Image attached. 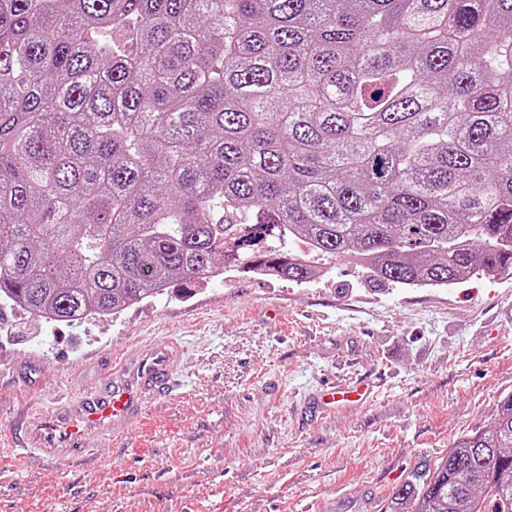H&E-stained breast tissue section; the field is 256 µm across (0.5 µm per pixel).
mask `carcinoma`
Wrapping results in <instances>:
<instances>
[{
  "mask_svg": "<svg viewBox=\"0 0 512 512\" xmlns=\"http://www.w3.org/2000/svg\"><path fill=\"white\" fill-rule=\"evenodd\" d=\"M512 274V0H0V298L115 315L233 265ZM389 512H512V395Z\"/></svg>",
  "mask_w": 512,
  "mask_h": 512,
  "instance_id": "obj_1",
  "label": "carcinoma"
}]
</instances>
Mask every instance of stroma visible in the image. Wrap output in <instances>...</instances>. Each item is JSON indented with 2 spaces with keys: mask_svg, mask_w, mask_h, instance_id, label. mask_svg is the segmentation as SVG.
Wrapping results in <instances>:
<instances>
[{
  "mask_svg": "<svg viewBox=\"0 0 512 512\" xmlns=\"http://www.w3.org/2000/svg\"><path fill=\"white\" fill-rule=\"evenodd\" d=\"M296 283L235 271L77 324L0 305V430L174 337L183 387L87 460L0 446V512H383L512 394V276L406 288L354 261ZM360 378L367 401L324 410Z\"/></svg>",
  "mask_w": 512,
  "mask_h": 512,
  "instance_id": "35a3bbf8",
  "label": "stroma"
}]
</instances>
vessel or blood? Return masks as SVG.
<instances>
[{"label":"vessel or blood","instance_id":"obj_1","mask_svg":"<svg viewBox=\"0 0 512 512\" xmlns=\"http://www.w3.org/2000/svg\"><path fill=\"white\" fill-rule=\"evenodd\" d=\"M181 358V345L168 337L140 343L135 355L113 357L105 382L63 393L53 405L20 417L21 453L79 459L88 453L87 439L120 438L142 423L149 407L173 395Z\"/></svg>","mask_w":512,"mask_h":512}]
</instances>
